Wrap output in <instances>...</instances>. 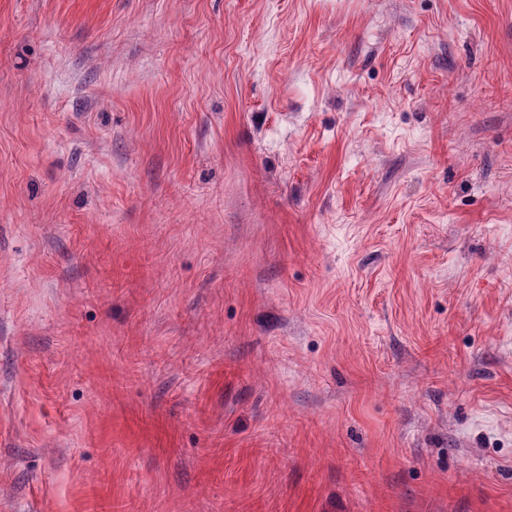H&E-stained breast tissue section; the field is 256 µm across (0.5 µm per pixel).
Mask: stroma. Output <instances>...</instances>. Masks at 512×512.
<instances>
[{"label":"stroma","mask_w":512,"mask_h":512,"mask_svg":"<svg viewBox=\"0 0 512 512\" xmlns=\"http://www.w3.org/2000/svg\"><path fill=\"white\" fill-rule=\"evenodd\" d=\"M0 512H512V0H0Z\"/></svg>","instance_id":"1"}]
</instances>
